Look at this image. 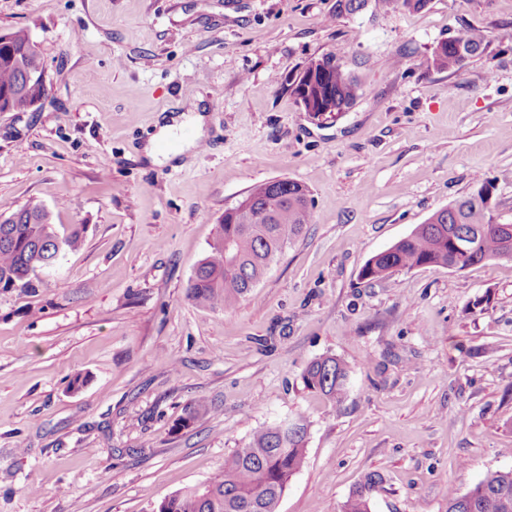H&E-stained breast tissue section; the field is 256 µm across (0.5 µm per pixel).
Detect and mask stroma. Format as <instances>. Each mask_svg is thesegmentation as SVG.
I'll return each instance as SVG.
<instances>
[{"label": "stroma", "mask_w": 512, "mask_h": 512, "mask_svg": "<svg viewBox=\"0 0 512 512\" xmlns=\"http://www.w3.org/2000/svg\"><path fill=\"white\" fill-rule=\"evenodd\" d=\"M18 28L48 77L0 112V217L41 203L84 244L35 292L0 290V512H152L298 414L278 512H339L370 472L371 512H446L447 488L512 469V260L359 277L477 178L512 221V0H0ZM477 28L484 53L429 67ZM325 54L360 91L316 119L291 84ZM197 97L204 148L147 161L161 113ZM278 179L308 187L310 224L234 309L200 306L225 209ZM324 355L350 369L339 408L303 385ZM429 0H336L337 15H353L365 10L377 11L403 10L418 12L424 9ZM486 43L487 34L482 29H472L463 36L449 37L433 47L430 65L438 72L454 73L465 60L482 53Z\"/></svg>", "instance_id": "stroma-1"}]
</instances>
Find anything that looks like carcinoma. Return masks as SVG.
Instances as JSON below:
<instances>
[{
  "label": "carcinoma",
  "instance_id": "obj_1",
  "mask_svg": "<svg viewBox=\"0 0 512 512\" xmlns=\"http://www.w3.org/2000/svg\"><path fill=\"white\" fill-rule=\"evenodd\" d=\"M429 0H336V15L365 10L418 12ZM8 51L0 50V94L11 112H28L36 92L19 90L24 75L40 56L24 29L0 35ZM487 34L472 29L459 37L437 43L430 65L438 72L454 73L465 60L482 53ZM324 66L307 64L292 83L309 78V97L322 99L331 112H345L359 97V84L340 63L321 57ZM491 180H481L466 197L435 211L424 223L389 248L373 255L361 270V278L377 281L396 272L415 268L448 267L459 261L460 269L490 260L512 259V224L495 223L496 203L490 196ZM309 190L302 184L279 179L253 187L239 202L248 223L216 225L209 253L197 266L188 284V296L212 309L230 310L265 276L270 263L286 243L298 237L311 221ZM10 224L0 223V289L28 292L42 283L40 274L59 257L83 246V228L60 230L53 212L30 203L11 214ZM472 236L473 249L456 255L452 238ZM304 387L338 406L347 395L349 369L334 355L310 361L302 374ZM308 421L303 416L288 420L283 430L275 423L256 430L249 442L224 459V471L214 480L165 498L152 512H277L293 475L305 459ZM382 482L368 473L361 486L341 506V512H370V498ZM447 512H512V470L490 472L471 490H447Z\"/></svg>",
  "mask_w": 512,
  "mask_h": 512
}]
</instances>
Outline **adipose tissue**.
<instances>
[{
  "label": "adipose tissue",
  "instance_id": "adipose-tissue-1",
  "mask_svg": "<svg viewBox=\"0 0 512 512\" xmlns=\"http://www.w3.org/2000/svg\"><path fill=\"white\" fill-rule=\"evenodd\" d=\"M204 126L205 116L196 107L178 115L162 116L157 133L144 145L143 151L152 163H167L195 147Z\"/></svg>",
  "mask_w": 512,
  "mask_h": 512
}]
</instances>
